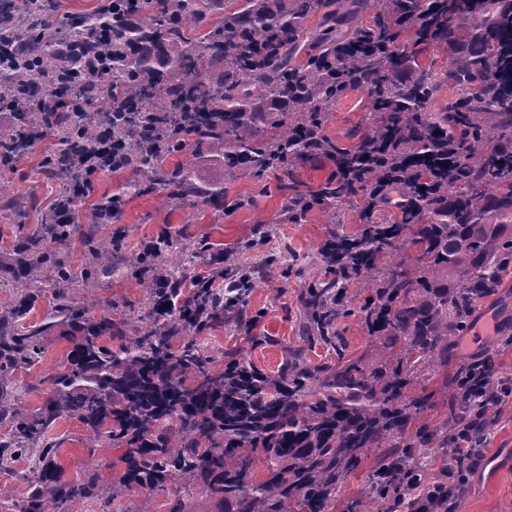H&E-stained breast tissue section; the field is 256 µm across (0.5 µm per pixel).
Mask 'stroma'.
Returning <instances> with one entry per match:
<instances>
[{
  "mask_svg": "<svg viewBox=\"0 0 512 512\" xmlns=\"http://www.w3.org/2000/svg\"><path fill=\"white\" fill-rule=\"evenodd\" d=\"M406 54L414 73L425 72L437 83V93L426 112H440L448 102L463 96L462 87L445 81L450 53L447 45L438 39H427L420 45H408ZM370 98L360 88H351L338 100L325 126L326 134L341 146L357 142L359 132L365 131L373 118L369 110ZM45 154L44 147H36L20 158L13 173L0 176V200L11 201L12 207L0 216V266L17 268L19 256L13 249L18 232H32L41 216L38 205L47 204L53 197L55 185L37 175L36 170ZM196 177L202 184H220L227 199L250 196V208L231 213L202 206L194 221H187L184 211L166 208L154 198L126 200L118 222L108 229L121 236L124 252L138 251L140 245L170 231L173 236L186 239H207L214 252L223 254L224 265L236 268L255 263L258 255L287 253L288 266L268 271L259 288L250 294L245 310L259 314L254 334L274 337L275 345L252 347L243 333L227 325H219L198 338L204 350L219 355L234 350L247 354L260 368L272 370L281 361L280 344L296 342L301 334V307L299 296L303 288L320 276L322 265L319 253L322 245L336 230L357 234L363 216L356 203L341 201L336 205L335 223H327L320 208H313L305 218L276 225L269 236L259 235L261 222L287 209L293 198L308 193L327 180L335 178L336 163L317 154L296 159L291 166L289 189H282L276 173L254 176L242 172L230 177L224 172V162L206 156L193 161ZM98 309L119 301L125 309H140L144 301L134 268L118 263L111 277L106 278L98 292ZM512 317V273L499 293L486 299L474 312L463 335L455 337L448 353L447 367L439 369L428 379L412 386L415 394L431 395L434 406L428 412L435 419L446 414L449 395L454 385L458 364L464 359L492 348L496 339L483 332L485 322L499 323ZM78 332L67 323L57 324L47 335L44 356L38 364L20 373L21 407L34 413L48 396V377L65 364L66 355ZM52 438L62 439L57 453L66 478H75L80 471L94 466L111 469L121 452L118 449L99 448L89 451L86 432L80 421L72 416L57 420ZM457 512H512V397L505 398L484 444L483 461L469 477L464 495L458 500Z\"/></svg>",
  "mask_w": 512,
  "mask_h": 512,
  "instance_id": "stroma-1",
  "label": "stroma"
}]
</instances>
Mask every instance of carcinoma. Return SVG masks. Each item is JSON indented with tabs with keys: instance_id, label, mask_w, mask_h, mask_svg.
<instances>
[{
	"instance_id": "carcinoma-1",
	"label": "carcinoma",
	"mask_w": 512,
	"mask_h": 512,
	"mask_svg": "<svg viewBox=\"0 0 512 512\" xmlns=\"http://www.w3.org/2000/svg\"><path fill=\"white\" fill-rule=\"evenodd\" d=\"M134 13L112 24V0L94 10L43 21L42 0H25L17 13L0 14V39L17 44L0 66V108L14 113L15 128L0 130V166L12 168L29 140L45 134L55 149L43 167L61 183L45 231L19 240L28 257L15 272L0 269V420L10 432L0 439V469L21 454L33 457L21 475L27 496L0 512H66L76 498L108 503L135 491L150 497L171 487L172 512H195L198 498L210 512H448L444 486L424 479L425 465L439 463L448 480L455 439L470 430L460 400L474 391L482 425L502 399L496 354L460 367L448 416L426 418L430 395L410 390L448 365V344L478 303L502 286L512 267V22L485 0L475 16L426 28L417 6L405 22L381 29H345L364 4L336 16V0H158L156 8L125 0ZM323 26L305 29L317 7ZM483 39L470 49L472 29ZM437 32L454 58L449 77L470 88L445 112L421 108L433 93L422 78L407 88L388 85L405 61L397 51L411 36ZM316 43L299 57V41ZM351 85L371 91L375 121L359 142L342 147L322 134L336 100ZM495 112L491 132L482 115ZM494 138L487 152L463 154L443 173L437 150L453 138ZM106 141L103 168L128 171L111 195L98 194L95 176L82 165L81 149ZM203 152L224 159V173L261 174L309 154H329L347 179L310 191V201L352 197L358 186L373 191L398 180L418 194V212L432 216L413 224L369 222L356 235L337 232L320 251L324 277L302 292L300 344L284 346L274 374L240 352L219 357L196 336L234 314L247 334L257 317L245 303L257 279L248 270L225 276L216 269L186 294L187 269L210 246L162 238L132 258L140 268L146 327L128 331L131 318L114 306L93 312L95 292L112 275L121 238L90 231L85 257L75 266L63 254L74 225L57 214L97 198L93 223L110 224L125 198L161 197L173 209L224 200V185L201 188L190 162L178 155ZM413 257L406 256L407 250ZM51 291L50 321L23 326L34 302ZM353 316L383 350L367 366L348 353L338 329ZM71 323L80 336L68 366L50 380L49 396L29 415L18 404L14 374L39 362L45 334ZM118 339V350L101 344ZM320 346L336 357L313 364L307 351ZM64 415L75 416L89 448H120L122 469L105 476L92 469L62 480V465L48 439ZM379 451L373 469L352 498L343 479Z\"/></svg>"
}]
</instances>
